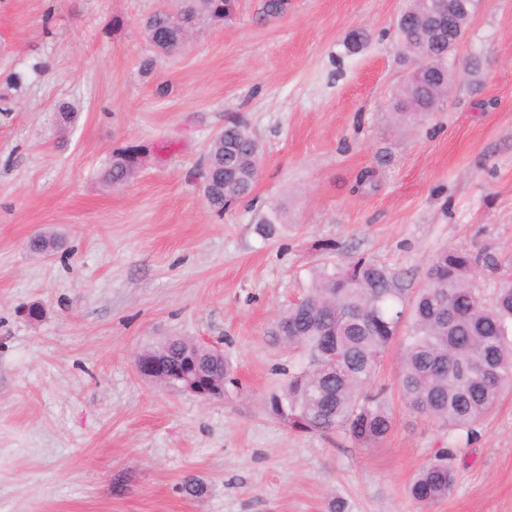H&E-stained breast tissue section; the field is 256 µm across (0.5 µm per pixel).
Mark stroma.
Segmentation results:
<instances>
[{
	"mask_svg": "<svg viewBox=\"0 0 512 512\" xmlns=\"http://www.w3.org/2000/svg\"><path fill=\"white\" fill-rule=\"evenodd\" d=\"M285 2L268 16L238 0L159 57L142 21L161 0H0V512H512V389L469 440L404 406L389 352L376 382L394 427L371 448L292 430L264 404L298 366L265 332L323 262L363 255L414 292L440 252L463 250L492 301L512 260V0H475L423 119L395 109L407 0ZM357 28L370 40L353 54ZM63 102L78 109L64 136ZM231 120L259 144L258 176L219 215L188 174ZM127 146L141 165L109 186ZM367 170L375 184H359ZM274 208L284 221L262 234ZM37 232L63 247L31 253ZM170 336L223 350V399L137 374ZM445 448L455 487L419 505L409 486ZM190 473L206 495L182 492ZM138 152L134 147H129L113 153L104 171L105 182L120 185L133 178L140 164Z\"/></svg>",
	"mask_w": 512,
	"mask_h": 512,
	"instance_id": "obj_1",
	"label": "stroma"
}]
</instances>
